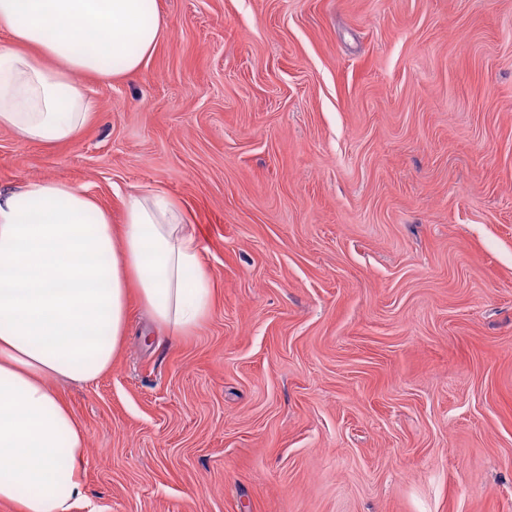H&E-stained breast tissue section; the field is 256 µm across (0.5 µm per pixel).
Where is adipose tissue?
<instances>
[{
	"label": "adipose tissue",
	"instance_id": "adipose-tissue-1",
	"mask_svg": "<svg viewBox=\"0 0 512 512\" xmlns=\"http://www.w3.org/2000/svg\"><path fill=\"white\" fill-rule=\"evenodd\" d=\"M166 29L155 0H0V128L20 141L74 140L91 118L81 76L140 72ZM182 205L132 195L121 228L70 182L0 190V502L72 512L85 437L50 388L94 383L127 334L130 294L180 334L211 312V280Z\"/></svg>",
	"mask_w": 512,
	"mask_h": 512
}]
</instances>
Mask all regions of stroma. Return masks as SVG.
<instances>
[{
    "label": "stroma",
    "instance_id": "obj_1",
    "mask_svg": "<svg viewBox=\"0 0 512 512\" xmlns=\"http://www.w3.org/2000/svg\"><path fill=\"white\" fill-rule=\"evenodd\" d=\"M72 142L0 129V188L186 209L196 331L129 330L73 512H512V0H156Z\"/></svg>",
    "mask_w": 512,
    "mask_h": 512
}]
</instances>
